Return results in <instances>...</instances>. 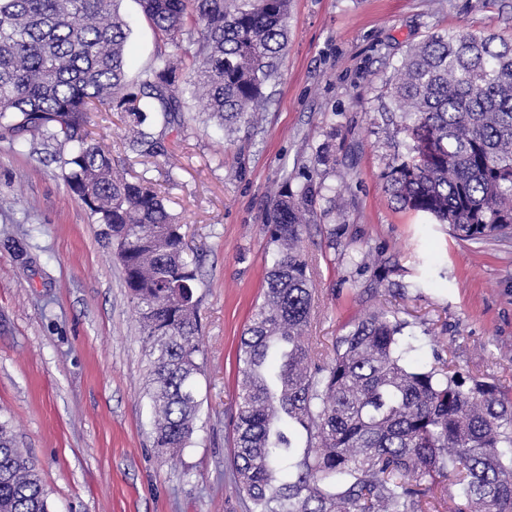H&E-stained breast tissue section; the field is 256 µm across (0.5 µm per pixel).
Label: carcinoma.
I'll return each instance as SVG.
<instances>
[{"instance_id": "cac0c4a2", "label": "carcinoma", "mask_w": 512, "mask_h": 512, "mask_svg": "<svg viewBox=\"0 0 512 512\" xmlns=\"http://www.w3.org/2000/svg\"><path fill=\"white\" fill-rule=\"evenodd\" d=\"M119 0H0V135L40 138L69 190L116 244L149 345L153 444L191 443L203 372L196 270L164 199L114 172L93 143V112L129 119L128 150L175 124L180 95L205 100L231 133L276 77L291 0H138L162 49L126 77ZM409 139L388 191L457 238L512 234V40L436 34L407 50L391 82ZM318 191L274 197L264 224L263 296L240 336L233 468L249 512H429L420 481L455 488L449 512H512V399L467 389L442 364L411 370L403 323L376 310L336 340L305 346L314 287L298 243ZM0 512H50L35 466L0 421Z\"/></svg>"}]
</instances>
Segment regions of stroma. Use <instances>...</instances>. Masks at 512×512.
Wrapping results in <instances>:
<instances>
[{
	"instance_id": "stroma-1",
	"label": "stroma",
	"mask_w": 512,
	"mask_h": 512,
	"mask_svg": "<svg viewBox=\"0 0 512 512\" xmlns=\"http://www.w3.org/2000/svg\"><path fill=\"white\" fill-rule=\"evenodd\" d=\"M119 10L133 75L158 42L138 0ZM288 27L263 106L231 135L187 94L184 127L143 158L127 151L119 114L91 115L113 166L165 195L197 268L205 373L197 429L177 459L153 446L149 360L104 225L65 185L56 145L0 139V418L51 512H248L231 465L236 349L262 300V225L283 186L321 188L301 240L316 289L312 352L332 355L366 313L391 310L407 323L411 367L441 358L462 381L512 391V238H453L400 208L384 178L406 141L389 83L407 48L448 31L512 38V0H293Z\"/></svg>"
}]
</instances>
